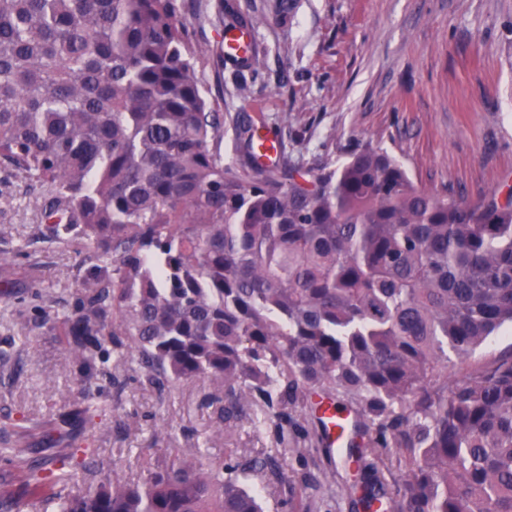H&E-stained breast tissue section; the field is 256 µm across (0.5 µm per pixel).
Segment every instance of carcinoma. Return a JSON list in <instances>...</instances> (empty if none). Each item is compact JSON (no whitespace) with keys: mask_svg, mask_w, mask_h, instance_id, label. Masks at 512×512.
Segmentation results:
<instances>
[{"mask_svg":"<svg viewBox=\"0 0 512 512\" xmlns=\"http://www.w3.org/2000/svg\"><path fill=\"white\" fill-rule=\"evenodd\" d=\"M196 61L174 0H0V161L44 187L50 237L86 249L74 312L44 318L85 373L77 415L102 411L109 343L160 391L209 378L226 424L258 405L282 447L337 454L362 512H512V350L461 367L512 328V188L470 205L372 145L315 170L245 122L241 174ZM319 393L360 407L337 449ZM0 460L54 512H264L251 478L293 491L277 457L234 448L82 496L26 448Z\"/></svg>","mask_w":512,"mask_h":512,"instance_id":"obj_1","label":"carcinoma"}]
</instances>
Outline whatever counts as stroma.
<instances>
[{
    "instance_id": "35a3bbf8",
    "label": "stroma",
    "mask_w": 512,
    "mask_h": 512,
    "mask_svg": "<svg viewBox=\"0 0 512 512\" xmlns=\"http://www.w3.org/2000/svg\"><path fill=\"white\" fill-rule=\"evenodd\" d=\"M202 54L197 70L224 114V161L245 170L234 150L236 120L252 122L289 159L317 166L380 145L422 188L476 204L512 185V0H176ZM250 20L261 59L251 70L224 57V30ZM45 191L35 178L0 165V448L30 459L65 454L53 439L59 416L80 400L81 371L66 336L42 310H73L86 272L82 247L40 233ZM108 404L90 433L88 468L68 484L83 494L105 477L140 479L162 459L228 448L280 454L288 473L324 475L330 512H354L350 477L323 449L283 448L272 432L243 421L225 428L210 405L209 380L158 391L106 363Z\"/></svg>"
}]
</instances>
